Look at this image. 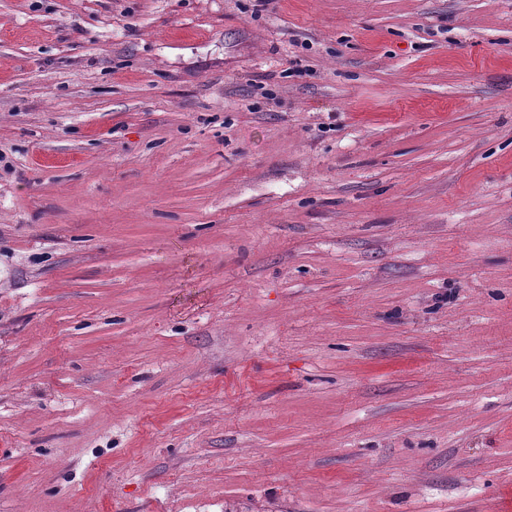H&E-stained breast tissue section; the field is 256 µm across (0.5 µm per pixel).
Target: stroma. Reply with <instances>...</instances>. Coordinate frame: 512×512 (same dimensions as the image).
Returning <instances> with one entry per match:
<instances>
[{"label":"stroma","instance_id":"obj_1","mask_svg":"<svg viewBox=\"0 0 512 512\" xmlns=\"http://www.w3.org/2000/svg\"><path fill=\"white\" fill-rule=\"evenodd\" d=\"M512 512V0H0V512Z\"/></svg>","mask_w":512,"mask_h":512}]
</instances>
